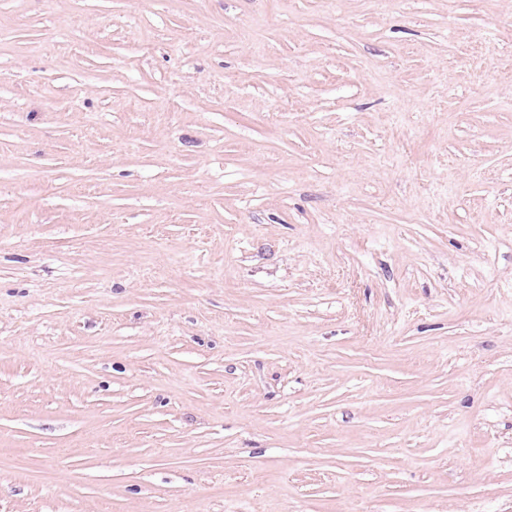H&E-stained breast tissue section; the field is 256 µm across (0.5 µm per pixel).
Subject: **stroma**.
<instances>
[{
  "mask_svg": "<svg viewBox=\"0 0 512 512\" xmlns=\"http://www.w3.org/2000/svg\"><path fill=\"white\" fill-rule=\"evenodd\" d=\"M0 512H512V0H0Z\"/></svg>",
  "mask_w": 512,
  "mask_h": 512,
  "instance_id": "stroma-1",
  "label": "stroma"
}]
</instances>
